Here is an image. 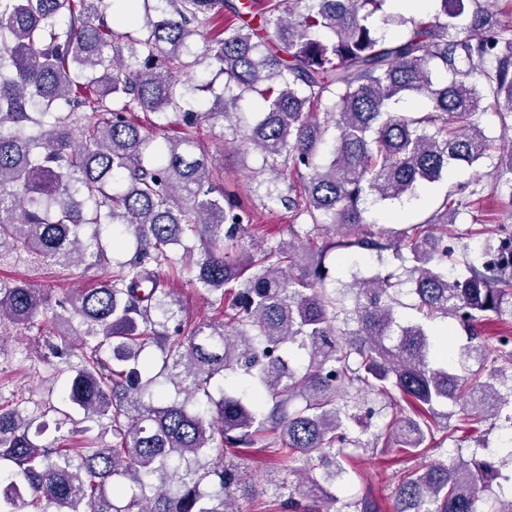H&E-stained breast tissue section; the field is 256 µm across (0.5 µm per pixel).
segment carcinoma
I'll return each mask as SVG.
<instances>
[{
    "label": "carcinoma",
    "mask_w": 512,
    "mask_h": 512,
    "mask_svg": "<svg viewBox=\"0 0 512 512\" xmlns=\"http://www.w3.org/2000/svg\"><path fill=\"white\" fill-rule=\"evenodd\" d=\"M386 2L0 0V260L34 254L89 269L105 232L113 250L134 248L52 316L84 326L66 399L112 443L43 448L24 411L1 407L0 474L25 484H7L0 512H19L26 497L57 512H235L251 488L225 451L247 448L279 449L296 476L266 478L278 490L273 512H380L371 495L344 502L322 480L364 478L347 470L359 454L396 465L492 418L512 425V339L480 330L512 316V236L483 224L479 253L446 244L455 214L484 188L474 183L465 200L448 192L426 220L437 235L386 229L363 208L488 155L471 118L512 114V24L489 9L498 0H440L419 19L383 13ZM226 11L259 25L210 36ZM378 12L403 32L378 35ZM203 64L223 90L211 109L184 111L212 90L192 82ZM247 98L261 101L249 121ZM403 99L419 105L400 111ZM170 111L181 113L175 137L132 120ZM209 120L219 141L229 131L261 156L265 198L292 214L289 239L244 248L250 211L216 186L196 136ZM497 172L493 189L507 187L512 203V147ZM326 226L336 236L316 243ZM185 239L197 253L186 264L173 254ZM336 251L393 252L418 317L399 321L390 273L357 271L326 288ZM179 265L219 320L179 318L160 274ZM46 306L41 289L0 283V327H26ZM439 317L467 336L451 356L437 351L450 332L431 329ZM353 390L362 415L348 409ZM511 462L507 448L404 467L395 512H512Z\"/></svg>",
    "instance_id": "carcinoma-1"
}]
</instances>
